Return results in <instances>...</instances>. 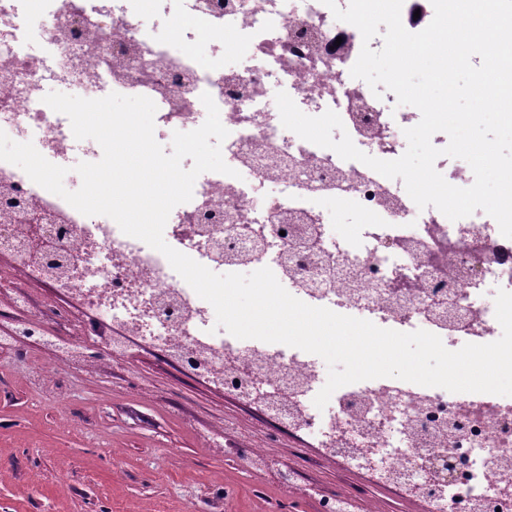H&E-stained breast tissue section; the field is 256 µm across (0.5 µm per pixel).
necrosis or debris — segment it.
<instances>
[{"label": "necrosis or debris", "mask_w": 512, "mask_h": 512, "mask_svg": "<svg viewBox=\"0 0 512 512\" xmlns=\"http://www.w3.org/2000/svg\"><path fill=\"white\" fill-rule=\"evenodd\" d=\"M32 0H0V130L35 142L38 151L64 165L74 149L100 153L92 139L75 140L67 116L43 103L46 85L64 81L87 99L105 85L150 98L157 133L196 125L209 93L228 131L224 160L235 176L211 173L196 180L191 201L176 206L163 236L171 247L218 274L270 268L294 297L317 307L365 319L401 332L423 329L452 351L467 343L500 338L495 292H512V239L497 222L479 213L470 223H449L436 208L418 209L407 192L371 177L363 163L349 164L285 129L269 111L274 90L286 91L301 111L334 110L354 144L394 160L404 149V131L418 111L381 100L369 86L352 81L350 69L363 46L359 30L337 21L322 0H151L167 19L195 18L208 31L214 63L198 67L180 47L148 40L141 0H47L43 33L56 48L45 63L20 47L18 18ZM235 26L256 66L240 70L219 57L228 26ZM354 205L367 223L348 238L326 229L327 205ZM304 216V233L320 236L323 263L285 268L279 253L291 241L279 233L289 211ZM42 219L41 236L56 249L76 253L68 273L48 276L44 262L19 253L15 264L30 277L49 280L58 292L90 307L97 326L161 347L179 364L231 392L236 381L271 391L289 405L278 421L316 441L327 456L341 444L358 449L377 471L412 469L441 454V443L415 430L457 419L450 441L453 473L430 501V512H472L489 498L512 512V399L485 393H452L394 378L337 389L325 408L314 398L326 382L317 355L277 343L241 340L213 332V307L174 271L166 257L125 235L111 218L86 216L37 185L13 164L0 161V234L23 227L28 216ZM269 243L251 252L253 240ZM424 243L438 268L434 282L400 295L396 276L410 273L419 257L411 243ZM482 246L489 262L474 283L448 292V269ZM453 297L464 323L449 327L434 319V299ZM301 378L290 386L289 375ZM507 462L489 472L483 457Z\"/></svg>", "instance_id": "necrosis-or-debris-1"}]
</instances>
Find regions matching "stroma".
<instances>
[{
	"label": "stroma",
	"instance_id": "1",
	"mask_svg": "<svg viewBox=\"0 0 512 512\" xmlns=\"http://www.w3.org/2000/svg\"><path fill=\"white\" fill-rule=\"evenodd\" d=\"M92 320L0 256V327L34 332L0 353V512H322L338 495L354 512H428L160 348L130 336L115 352L108 336L86 337ZM78 345L93 355L73 375ZM49 362L62 371L43 376ZM254 447L274 469L243 467Z\"/></svg>",
	"mask_w": 512,
	"mask_h": 512
}]
</instances>
